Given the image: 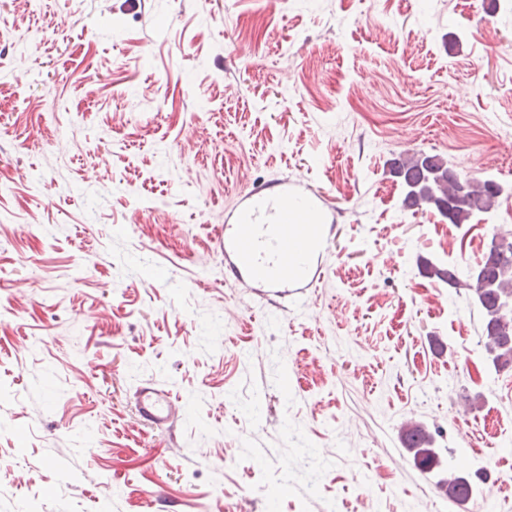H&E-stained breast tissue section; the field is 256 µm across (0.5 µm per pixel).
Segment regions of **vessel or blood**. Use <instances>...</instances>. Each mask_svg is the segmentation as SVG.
I'll use <instances>...</instances> for the list:
<instances>
[{"label": "vessel or blood", "instance_id": "1", "mask_svg": "<svg viewBox=\"0 0 512 512\" xmlns=\"http://www.w3.org/2000/svg\"><path fill=\"white\" fill-rule=\"evenodd\" d=\"M295 193L288 180L276 183L268 193L253 192L239 208L230 212L231 235L221 236L220 247L229 259L235 277L264 282L271 268H285L292 243L288 237V206ZM136 408L144 421L155 427L172 424L178 406L167 391L148 383L135 392Z\"/></svg>", "mask_w": 512, "mask_h": 512}]
</instances>
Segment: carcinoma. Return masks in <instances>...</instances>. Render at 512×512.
I'll return each mask as SVG.
<instances>
[{"label": "carcinoma", "instance_id": "obj_1", "mask_svg": "<svg viewBox=\"0 0 512 512\" xmlns=\"http://www.w3.org/2000/svg\"><path fill=\"white\" fill-rule=\"evenodd\" d=\"M394 173L407 188L403 208L432 205L451 224H464L475 213L490 212L501 194L496 182L463 179L436 156L413 155L396 163ZM502 240L500 248L483 254L467 287L484 310L483 332L490 350L495 352L493 361L507 364L512 362V317L506 309V303L512 300V240L505 236ZM431 442V434L420 425L408 433V445L423 464L432 459ZM447 487L450 497L467 498L472 494L471 485L460 477L448 478Z\"/></svg>", "mask_w": 512, "mask_h": 512}]
</instances>
